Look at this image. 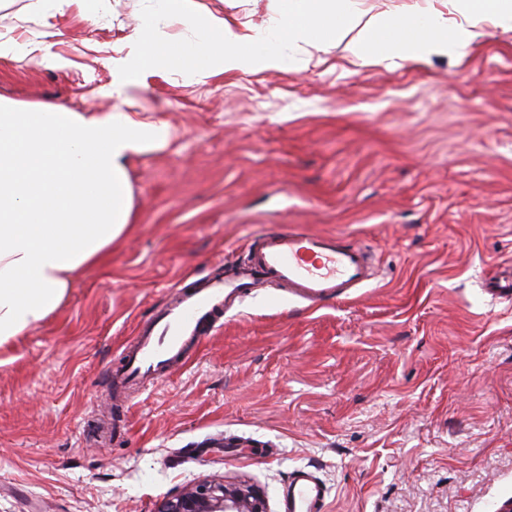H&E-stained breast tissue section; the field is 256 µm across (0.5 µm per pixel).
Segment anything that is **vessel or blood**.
Instances as JSON below:
<instances>
[{
    "instance_id": "obj_1",
    "label": "vessel or blood",
    "mask_w": 512,
    "mask_h": 512,
    "mask_svg": "<svg viewBox=\"0 0 512 512\" xmlns=\"http://www.w3.org/2000/svg\"><path fill=\"white\" fill-rule=\"evenodd\" d=\"M373 279L367 249L341 235L294 229L262 234L224 278L180 295L146 325L127 349L117 377L138 387L145 378L166 376L217 311L231 309L265 283L285 288L289 297L314 307L342 301ZM323 507L322 487L310 473L299 472L288 486L284 512H322Z\"/></svg>"
}]
</instances>
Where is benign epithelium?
<instances>
[{"label":"benign epithelium","instance_id":"1","mask_svg":"<svg viewBox=\"0 0 512 512\" xmlns=\"http://www.w3.org/2000/svg\"><path fill=\"white\" fill-rule=\"evenodd\" d=\"M155 512H270L260 488L223 479L198 482L164 497Z\"/></svg>","mask_w":512,"mask_h":512}]
</instances>
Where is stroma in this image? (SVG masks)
<instances>
[{
  "label": "stroma",
  "instance_id": "35a3bbf8",
  "mask_svg": "<svg viewBox=\"0 0 512 512\" xmlns=\"http://www.w3.org/2000/svg\"><path fill=\"white\" fill-rule=\"evenodd\" d=\"M0 0V98L165 123L127 163L131 227L61 308L0 345V512H154L170 492L248 482L283 512L295 471L324 512H495L512 497V32L418 61L343 48L201 78L120 77L149 0L30 15ZM277 50L275 0H192ZM123 83L112 97L105 87ZM275 224L365 245L377 278L312 309L266 288L220 314L128 404L109 374L178 285L217 280Z\"/></svg>",
  "mask_w": 512,
  "mask_h": 512
}]
</instances>
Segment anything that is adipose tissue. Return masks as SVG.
Listing matches in <instances>:
<instances>
[{"label": "adipose tissue", "instance_id": "ef3b65f1", "mask_svg": "<svg viewBox=\"0 0 512 512\" xmlns=\"http://www.w3.org/2000/svg\"><path fill=\"white\" fill-rule=\"evenodd\" d=\"M160 4L159 17L128 37L116 61L124 74L183 67L209 76L252 64L249 30L212 16L180 45L165 29L189 17L190 0ZM357 11V0H277L275 17L289 43L320 49L343 38ZM481 21L512 31V0H454L448 11L436 0H411L402 14L367 23L354 54L362 60L382 45L418 59L468 45ZM169 139L166 124L119 110L87 114L0 100V344L58 310L77 276L104 260L129 227L127 158Z\"/></svg>", "mask_w": 512, "mask_h": 512}]
</instances>
